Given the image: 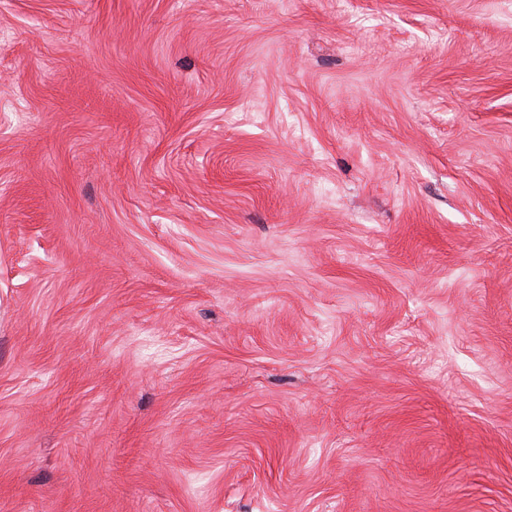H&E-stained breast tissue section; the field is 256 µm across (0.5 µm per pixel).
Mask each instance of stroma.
<instances>
[{
	"mask_svg": "<svg viewBox=\"0 0 512 512\" xmlns=\"http://www.w3.org/2000/svg\"><path fill=\"white\" fill-rule=\"evenodd\" d=\"M0 512H512V0H0Z\"/></svg>",
	"mask_w": 512,
	"mask_h": 512,
	"instance_id": "35a3bbf8",
	"label": "stroma"
}]
</instances>
